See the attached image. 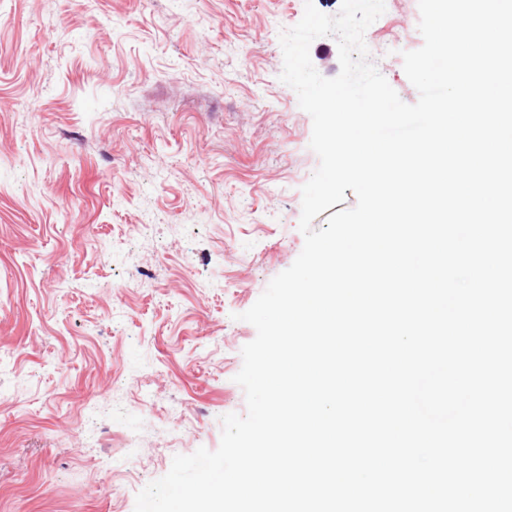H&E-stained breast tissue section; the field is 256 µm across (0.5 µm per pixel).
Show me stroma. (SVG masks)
<instances>
[{
    "mask_svg": "<svg viewBox=\"0 0 512 512\" xmlns=\"http://www.w3.org/2000/svg\"><path fill=\"white\" fill-rule=\"evenodd\" d=\"M304 0H0V512H135L245 415L239 320L304 245ZM389 0L370 59L402 54ZM147 225L139 234L135 225Z\"/></svg>",
    "mask_w": 512,
    "mask_h": 512,
    "instance_id": "stroma-1",
    "label": "stroma"
}]
</instances>
